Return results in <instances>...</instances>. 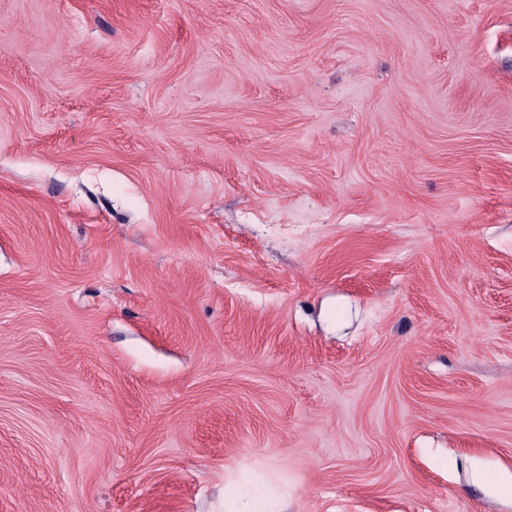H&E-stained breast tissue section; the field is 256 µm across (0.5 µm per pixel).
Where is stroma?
Wrapping results in <instances>:
<instances>
[{
    "label": "stroma",
    "mask_w": 512,
    "mask_h": 512,
    "mask_svg": "<svg viewBox=\"0 0 512 512\" xmlns=\"http://www.w3.org/2000/svg\"><path fill=\"white\" fill-rule=\"evenodd\" d=\"M512 512V0H0V512ZM226 512H272L266 509L264 494L256 487L229 502Z\"/></svg>",
    "instance_id": "stroma-1"
}]
</instances>
